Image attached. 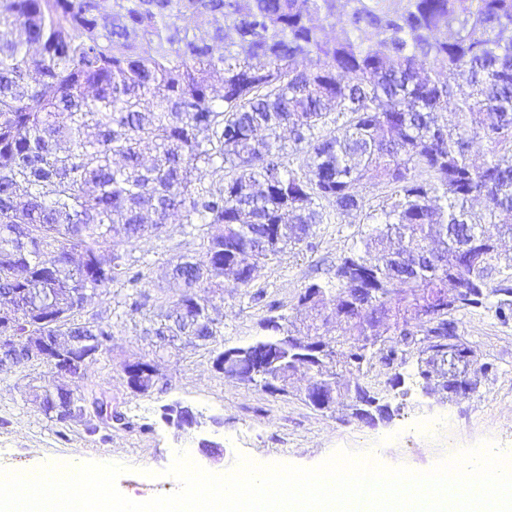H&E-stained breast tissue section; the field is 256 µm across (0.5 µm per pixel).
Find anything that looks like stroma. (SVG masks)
I'll use <instances>...</instances> for the list:
<instances>
[{"label": "stroma", "mask_w": 512, "mask_h": 512, "mask_svg": "<svg viewBox=\"0 0 512 512\" xmlns=\"http://www.w3.org/2000/svg\"><path fill=\"white\" fill-rule=\"evenodd\" d=\"M364 229L361 216L330 215L312 237L293 249L260 262L252 285L243 289L224 282L213 316L221 334L201 344L181 336L163 343L150 331L172 310L182 292L172 268L202 252L203 237L183 224H169L160 236L131 247L144 261L142 307L131 311L130 288L123 280L88 301L82 321L110 327L109 349L92 361L83 376H61L33 362L12 373L0 372V470L36 471L49 462H101L125 466L117 480L127 497L149 499L176 490L165 471L176 449L191 448L194 462L208 471L236 466L239 457L303 467L315 466L340 449L380 456L383 465L430 470L438 461L484 440L512 458V319L494 311L458 313V329L493 363L474 395L443 402L412 388L399 416L371 424L352 417L345 403L318 411L297 396L307 384L294 379V394L273 395L226 377L216 370V351L251 342L274 312H289L307 286L333 279L341 257ZM144 360L156 365L158 384L148 395L132 392L126 364ZM80 387L111 402L125 421L88 430L83 420L64 424L48 418L30 401V387ZM191 408L205 419L221 422L220 453L199 448L198 439L168 426L162 409L169 404Z\"/></svg>", "instance_id": "1"}]
</instances>
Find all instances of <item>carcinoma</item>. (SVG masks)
I'll return each mask as SVG.
<instances>
[{"label":"carcinoma","instance_id":"carcinoma-1","mask_svg":"<svg viewBox=\"0 0 512 512\" xmlns=\"http://www.w3.org/2000/svg\"><path fill=\"white\" fill-rule=\"evenodd\" d=\"M342 1L345 37L324 40L315 21L336 24ZM187 13L207 35L176 24ZM442 26L450 38L433 37ZM153 43L156 54H141ZM475 142L487 146L479 162ZM291 152L307 172L290 167ZM210 170L221 184L202 181ZM369 175L396 188L378 213L364 212ZM322 201L365 213L367 227L335 280L299 296L309 320H264L265 335L286 320L291 336L288 365L266 378L307 375L309 396L324 384L355 402L368 368L402 366L420 344L412 382L438 388L452 346L466 368L448 400L476 393L493 365L455 314L512 317V254L500 245L512 236V0H0V296L10 302L0 326L12 321L10 335L68 345L89 334L103 353L111 330L77 316L52 323L47 305L35 315L25 289L71 306L121 276L136 290L144 274L112 239L134 243L176 216L193 231L224 230L174 266L196 306L176 301L154 334L212 339L217 323L198 315L224 276L251 287L260 261L324 223ZM330 321L339 331L325 350ZM248 356L224 374L254 382ZM30 397L54 418L53 391Z\"/></svg>","mask_w":512,"mask_h":512}]
</instances>
